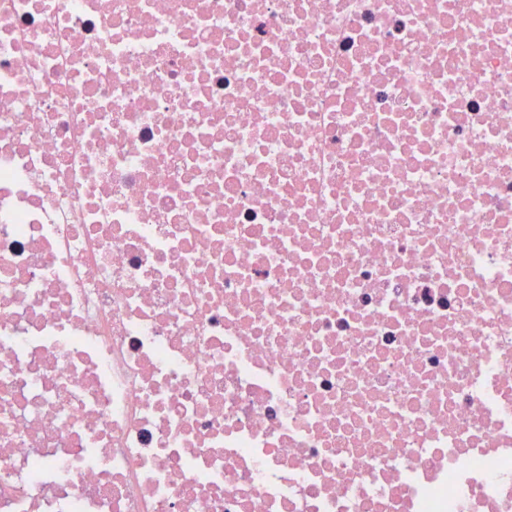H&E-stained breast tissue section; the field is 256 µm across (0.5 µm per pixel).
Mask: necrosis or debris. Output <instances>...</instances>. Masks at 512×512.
Segmentation results:
<instances>
[{
    "label": "necrosis or debris",
    "instance_id": "1",
    "mask_svg": "<svg viewBox=\"0 0 512 512\" xmlns=\"http://www.w3.org/2000/svg\"><path fill=\"white\" fill-rule=\"evenodd\" d=\"M0 512H512V0H0Z\"/></svg>",
    "mask_w": 512,
    "mask_h": 512
}]
</instances>
